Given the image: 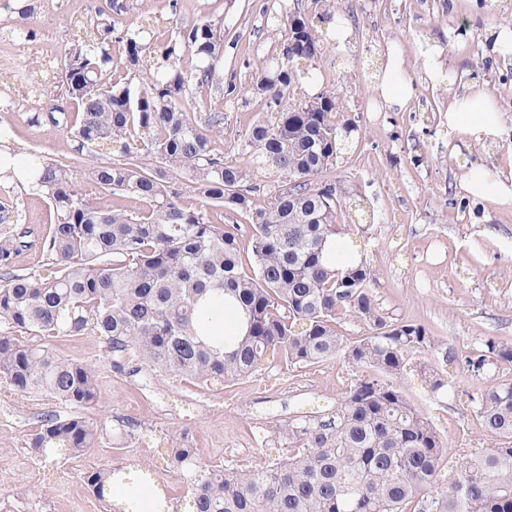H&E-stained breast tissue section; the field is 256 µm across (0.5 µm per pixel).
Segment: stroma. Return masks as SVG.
Returning <instances> with one entry per match:
<instances>
[{
  "label": "stroma",
  "instance_id": "stroma-1",
  "mask_svg": "<svg viewBox=\"0 0 512 512\" xmlns=\"http://www.w3.org/2000/svg\"><path fill=\"white\" fill-rule=\"evenodd\" d=\"M122 0L117 21L126 24L150 14L159 37L188 27L202 16L224 18L234 48L224 58L225 74L247 81L250 69L275 51L261 7L266 0H237L225 13L224 0ZM34 17L31 47L11 43L0 49V69L33 76V48L65 50L74 39L70 22L93 13L95 0H30ZM336 12L349 20L346 49L323 45L318 56L316 91L336 89L357 128L351 144L331 172L345 195L364 198L363 228L352 241L374 278L373 295L387 316L422 324L439 352L462 357L487 339L512 347V208L487 209L461 191L462 177L475 167L512 165V57L492 52L490 32L512 27V0H335ZM436 54L443 74L482 83L503 114V131L493 143L448 148V88L425 77L424 49ZM398 50L402 74L414 84V98L401 110L386 107L374 90L387 50ZM61 85L46 86L12 112H0V126L11 132L14 150L63 161L69 147L61 128L33 124L36 113L68 107ZM250 103L230 113L217 148L226 161L249 167L252 152L240 136L258 119ZM0 204L6 205L0 235L21 227L27 248L13 257L14 273L52 275L54 267L41 244L53 212L37 189L0 180ZM62 359L95 368L101 398L88 415L104 422L107 433L96 448L60 464L38 466L30 436L44 414H73V407L25 393L0 380V512H109L84 483L85 473L112 466L164 469L169 479L171 512H183L188 486L173 472L174 448L190 444L206 463L240 451L241 471L280 460L288 454L281 427L296 413L310 411L311 400L330 405L344 396L353 371L340 361L303 369L280 357H268L249 378L224 385L199 384L175 374L147 369L139 360L116 367L102 337L45 338ZM427 355L413 357L401 379L412 402L426 412L448 441L443 470L460 464L459 449L484 441L468 401L501 373L490 369L473 376L447 366L449 389L433 394L421 373ZM141 409L138 453L123 446L122 416ZM166 447H158V433Z\"/></svg>",
  "mask_w": 512,
  "mask_h": 512
}]
</instances>
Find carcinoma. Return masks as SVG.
<instances>
[{"label":"carcinoma","instance_id":"carcinoma-1","mask_svg":"<svg viewBox=\"0 0 512 512\" xmlns=\"http://www.w3.org/2000/svg\"><path fill=\"white\" fill-rule=\"evenodd\" d=\"M331 0L268 16L281 35L279 52L250 83L224 79V20L205 18L160 48L149 16L122 28L105 0L95 16L77 20L78 34L52 72L71 111L31 117L62 128L67 163H49L38 185L50 200L46 251L54 276L4 274L0 279V378L23 392L83 409L100 397L93 367L59 358L40 336L93 333L117 359L135 349L152 368L224 384L278 351L293 365L340 360L354 382L328 412L284 425L288 457L235 472L176 449L173 465L189 478L187 512H512V380L471 398L492 445L469 448L444 475L447 441L398 383L408 357L436 350L420 324L392 322L376 306L365 261L336 249L357 228L363 204L342 195L327 177L347 150L351 123L341 96L322 91L316 104L303 84L333 19ZM123 46L114 59L112 46ZM195 58L181 68L184 54ZM205 89L219 106L185 110ZM255 98L263 116L247 130L255 170L224 160L212 138L224 135V105ZM108 161L83 171V156ZM275 177L274 200L256 204L257 175ZM194 202L185 203V190ZM146 204L130 210L122 198ZM25 247L23 235L0 238L8 265ZM232 308L245 323L227 337L218 316ZM352 313L368 333L346 342L336 319ZM33 336L21 341L14 333ZM512 365V348L488 339L464 358L479 375L493 362ZM104 436L103 424L80 414L47 415L30 448L40 458L78 456ZM130 495L148 488L145 473L104 468L86 475L100 499L108 483ZM445 490L433 494L438 484Z\"/></svg>","mask_w":512,"mask_h":512}]
</instances>
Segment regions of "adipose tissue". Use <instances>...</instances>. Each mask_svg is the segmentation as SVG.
Here are the masks:
<instances>
[{"label":"adipose tissue","instance_id":"ef3b65f1","mask_svg":"<svg viewBox=\"0 0 512 512\" xmlns=\"http://www.w3.org/2000/svg\"><path fill=\"white\" fill-rule=\"evenodd\" d=\"M401 62L395 52H387L383 64V78L376 87L377 93L388 108H404L412 95L411 84L400 78ZM502 116L487 90L470 84L463 92L455 94L448 108V133L467 137L478 142L495 140L500 131ZM468 196L500 206L512 205V170L470 171L460 183Z\"/></svg>","mask_w":512,"mask_h":512}]
</instances>
